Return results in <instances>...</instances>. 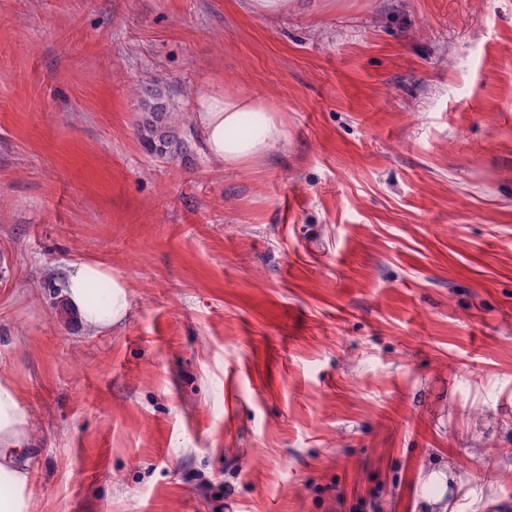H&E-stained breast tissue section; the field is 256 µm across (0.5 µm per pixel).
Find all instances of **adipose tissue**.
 Instances as JSON below:
<instances>
[{
    "mask_svg": "<svg viewBox=\"0 0 512 512\" xmlns=\"http://www.w3.org/2000/svg\"><path fill=\"white\" fill-rule=\"evenodd\" d=\"M194 110L209 158L229 168L260 164L276 153L286 139L282 120L255 97L213 90L195 99ZM247 112L265 113V123L258 133L237 134L241 117ZM103 279L111 282L109 293L99 304H92L89 285ZM64 294L83 325L95 332L121 323L130 310L124 281L96 262L75 265L66 278ZM30 425V414L19 391L14 385L0 381V474L9 478L7 484L0 485V512H29L31 485L27 471L17 458Z\"/></svg>",
    "mask_w": 512,
    "mask_h": 512,
    "instance_id": "ef3b65f1",
    "label": "adipose tissue"
}]
</instances>
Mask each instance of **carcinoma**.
I'll return each instance as SVG.
<instances>
[{"mask_svg":"<svg viewBox=\"0 0 512 512\" xmlns=\"http://www.w3.org/2000/svg\"><path fill=\"white\" fill-rule=\"evenodd\" d=\"M144 113L140 134L149 150L170 163L186 158L191 145L176 132L182 118L170 110L162 90L152 87L145 91Z\"/></svg>","mask_w":512,"mask_h":512,"instance_id":"obj_1","label":"carcinoma"}]
</instances>
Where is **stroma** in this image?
Returning <instances> with one entry per match:
<instances>
[{
    "label": "stroma",
    "mask_w": 512,
    "mask_h": 512,
    "mask_svg": "<svg viewBox=\"0 0 512 512\" xmlns=\"http://www.w3.org/2000/svg\"><path fill=\"white\" fill-rule=\"evenodd\" d=\"M216 88L281 109L265 164L206 156ZM0 380L32 512H512V0H0ZM143 105L145 116L140 134L149 150L170 163L186 158L191 145L176 132V126L183 118L179 112L170 110L163 91L156 87L147 89ZM107 279L111 282L109 294L97 306H92L89 284ZM65 298L80 315L83 325L101 332L121 323L130 310L128 291L123 280L116 278L106 266L96 262H82L73 267L65 281Z\"/></svg>",
    "instance_id": "stroma-1"
}]
</instances>
